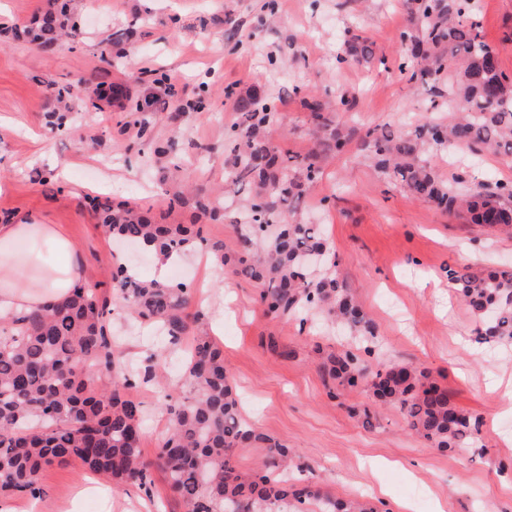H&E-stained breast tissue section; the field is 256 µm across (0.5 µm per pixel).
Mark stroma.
<instances>
[{"mask_svg": "<svg viewBox=\"0 0 512 512\" xmlns=\"http://www.w3.org/2000/svg\"><path fill=\"white\" fill-rule=\"evenodd\" d=\"M70 0L78 37L52 51L16 40L15 27L41 16L45 0H0V212L35 215L60 225L83 259V280L112 295L116 253L144 279L153 278L156 255L114 242L97 223L86 199L136 202L167 224L202 225L209 241L237 248L234 207L212 218L193 198L168 209L175 186L150 163L151 147L137 139L140 113L106 105L91 108L85 96L71 102L70 131L48 122L43 82L78 85L88 77L124 84L131 99L149 94L138 75L168 76L167 109L149 113L152 135L177 137L183 176L219 191L230 179L224 132L236 119L235 96L261 83L278 105L281 135L274 145L294 152L315 144L302 97L318 96L337 126L364 131L414 125L424 116L447 118V98H433L401 68L400 34L408 25L402 0ZM476 18L501 69L512 76V0H478ZM375 44L370 63L339 62L352 35ZM120 42L122 54L108 52ZM204 100V111L194 104ZM322 176L307 191L297 218L322 225L339 264L336 277L350 288L372 322L373 342L389 365L427 374L458 409L481 420L464 448L443 450L410 432L399 412L377 407L366 387L330 391L320 368L323 355L358 351L354 337L330 329L322 317L300 323L266 316L253 282L236 275L207 289V302L191 298L188 333L178 343L151 327L115 321L120 367L147 370L163 353L167 366L184 359L195 337L221 327L218 345L241 399L244 416L260 431L295 451L293 474L323 493L363 498L374 512H512V345L478 341L480 318L459 301L443 269L512 267V235L468 223L417 200L368 153L348 145L319 158ZM441 178L462 177L483 190L512 181V164L492 152L463 151L452 163L438 153ZM214 335V334H213ZM288 349L272 352L269 341ZM130 394L145 410L142 455L154 460L167 432L156 388L140 384ZM93 477L96 489L75 499L76 483ZM40 495L7 493L4 501L33 505L34 512H187L167 476L151 471L147 487L114 489L80 461L43 468Z\"/></svg>", "mask_w": 512, "mask_h": 512, "instance_id": "stroma-1", "label": "stroma"}]
</instances>
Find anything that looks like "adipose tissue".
<instances>
[{
  "instance_id": "1",
  "label": "adipose tissue",
  "mask_w": 512,
  "mask_h": 512,
  "mask_svg": "<svg viewBox=\"0 0 512 512\" xmlns=\"http://www.w3.org/2000/svg\"><path fill=\"white\" fill-rule=\"evenodd\" d=\"M49 245L48 271L38 274L30 267L24 246L32 239ZM82 261L72 241L58 225L35 218L0 223V314L30 311L67 299L80 281Z\"/></svg>"
}]
</instances>
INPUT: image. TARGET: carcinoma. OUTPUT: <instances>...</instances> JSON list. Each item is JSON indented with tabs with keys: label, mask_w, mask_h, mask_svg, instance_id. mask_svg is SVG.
Instances as JSON below:
<instances>
[{
	"label": "carcinoma",
	"mask_w": 512,
	"mask_h": 512,
	"mask_svg": "<svg viewBox=\"0 0 512 512\" xmlns=\"http://www.w3.org/2000/svg\"><path fill=\"white\" fill-rule=\"evenodd\" d=\"M408 6L410 23L400 35L404 64L430 89L446 87L448 120L427 119L410 130L376 126L366 131L360 146L415 198L464 214L472 224L509 230L512 184L466 193L459 179L440 178L432 157L452 145L512 155V76L500 69L496 53L471 20L473 0H409ZM15 34L48 51L62 37L75 36L76 25L66 3L46 0L36 26ZM374 59L373 43L358 35L345 42L339 56L357 63ZM85 83L100 101L127 97L119 83L110 85V95L103 84ZM73 97L70 86L46 85L51 124L62 125L60 109ZM302 104L312 114L318 145L304 154L272 145L276 104L260 84L237 97L225 147L231 182L249 190L244 231L233 259L224 256L222 242L212 243L210 251L219 266H230L232 274L259 287L268 311L288 317L321 309L348 333L370 335V321L350 289L324 272L337 261L321 225L294 219L295 204L321 178L319 154L341 152L350 136L324 115L317 97L307 96ZM216 202L206 190H197V209L215 214ZM90 206L107 233L158 253L179 254L206 244L201 226L159 224L149 208L98 198L90 199ZM444 272L470 310L480 317L493 313L478 339L512 341V271L473 273L468 266H449ZM112 280L117 303L129 316L151 322L173 339L187 331L186 289L133 277L122 266ZM111 326L110 303L83 284L75 285L61 304L0 317L1 492L34 496L43 467L78 459L117 488L146 486L157 466L187 512H374L366 503L333 498L288 478L293 451L243 417L223 351L202 336L195 338L181 376L195 396L161 405L169 415V432L156 461H145L140 448L144 410L127 394L134 381L117 371ZM89 361L99 372L112 371L111 385L94 384L86 372ZM323 368L338 387H368L375 403L396 409L410 431L439 448H460L479 433V419L460 412L443 389L406 366L374 365L347 351L328 357ZM252 444L265 445L264 471L245 480L236 473L231 453Z\"/></svg>",
	"instance_id": "1"
}]
</instances>
